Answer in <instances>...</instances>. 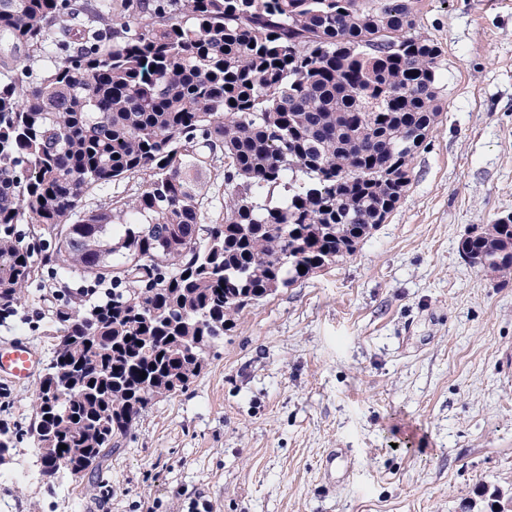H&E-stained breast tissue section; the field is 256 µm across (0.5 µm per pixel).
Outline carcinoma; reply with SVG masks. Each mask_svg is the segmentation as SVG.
Segmentation results:
<instances>
[{"label": "carcinoma", "mask_w": 512, "mask_h": 512, "mask_svg": "<svg viewBox=\"0 0 512 512\" xmlns=\"http://www.w3.org/2000/svg\"><path fill=\"white\" fill-rule=\"evenodd\" d=\"M0 42V324L51 312L48 485L97 471L240 311L352 255L443 110L413 0H0ZM459 249L511 275L512 220Z\"/></svg>", "instance_id": "cac0c4a2"}]
</instances>
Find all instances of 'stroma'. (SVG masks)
<instances>
[{
  "mask_svg": "<svg viewBox=\"0 0 512 512\" xmlns=\"http://www.w3.org/2000/svg\"><path fill=\"white\" fill-rule=\"evenodd\" d=\"M440 50L439 122L386 221L335 266L245 308L189 387L152 402L99 471L0 483V512H490L512 497V278L458 249L512 215V0H416ZM46 365L47 310L0 342ZM37 380L0 378L32 463ZM345 449L350 478L318 465Z\"/></svg>",
  "mask_w": 512,
  "mask_h": 512,
  "instance_id": "35a3bbf8",
  "label": "stroma"
}]
</instances>
